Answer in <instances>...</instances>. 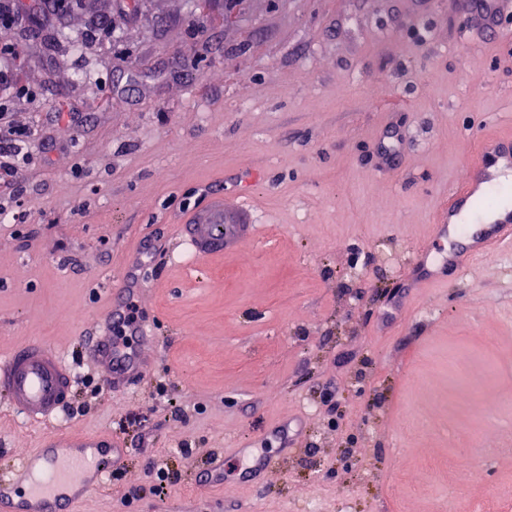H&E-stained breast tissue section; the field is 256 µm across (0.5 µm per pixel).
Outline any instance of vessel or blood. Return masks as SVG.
I'll return each mask as SVG.
<instances>
[{"label":"vessel or blood","instance_id":"vessel-or-blood-1","mask_svg":"<svg viewBox=\"0 0 512 512\" xmlns=\"http://www.w3.org/2000/svg\"><path fill=\"white\" fill-rule=\"evenodd\" d=\"M477 157L479 163L469 178L451 188L435 211V235L447 241V251L435 254L421 248L415 253L414 268L421 287L440 284L447 269L465 272L476 259L512 245V205L486 210L481 224L466 227L460 220L462 212L475 211L477 203L497 185L499 169H512V136L479 139ZM251 187L248 181L240 185L238 203L231 210L224 205L223 190L209 191L203 207L178 220L173 236L192 263L222 256L229 243L259 235ZM163 248V242L153 239L131 249L121 282L105 295L106 307L97 320L98 335L86 343L84 354L105 371L107 379L118 375L131 379L142 372L138 351L112 339L109 330L129 298L146 285L143 255ZM74 384L65 356L42 341H27L0 356V394L10 409L29 422L54 426L18 469L0 472V512H76L78 505L129 460L131 451L118 438L78 436L58 425Z\"/></svg>","mask_w":512,"mask_h":512}]
</instances>
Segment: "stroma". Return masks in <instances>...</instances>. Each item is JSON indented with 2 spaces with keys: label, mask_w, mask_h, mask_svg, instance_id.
<instances>
[{
  "label": "stroma",
  "mask_w": 512,
  "mask_h": 512,
  "mask_svg": "<svg viewBox=\"0 0 512 512\" xmlns=\"http://www.w3.org/2000/svg\"><path fill=\"white\" fill-rule=\"evenodd\" d=\"M466 2L71 0L59 25L13 31L36 95L10 120L35 134L0 182V202L27 210L0 223V354L53 346L78 375L66 426L134 450L78 512H444L453 494L512 512V249L406 285L439 201L471 173L468 131L512 133V42ZM97 19L111 38L84 41ZM251 172L260 236L198 274L153 256L134 301L154 361L105 385L80 337L127 243L171 237L209 186L232 205ZM302 404L293 452L247 482L237 449L274 452L271 429ZM51 430L0 398V470ZM478 433L493 456L449 480ZM216 453L224 490L205 494L194 482ZM153 456L180 478L167 493ZM421 471L417 491L406 478Z\"/></svg>",
  "instance_id": "1"
}]
</instances>
